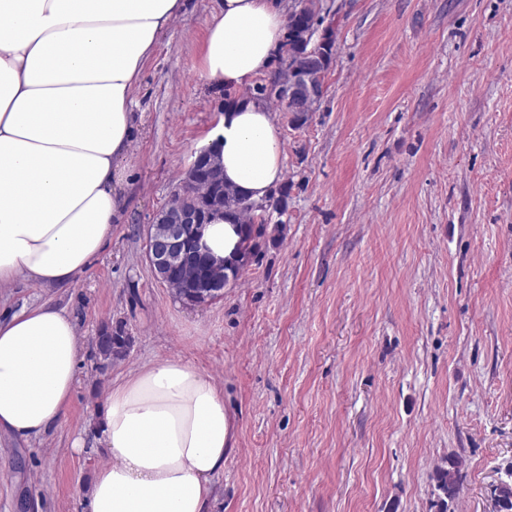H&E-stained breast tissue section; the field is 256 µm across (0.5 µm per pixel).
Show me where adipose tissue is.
I'll use <instances>...</instances> for the list:
<instances>
[{
  "mask_svg": "<svg viewBox=\"0 0 512 512\" xmlns=\"http://www.w3.org/2000/svg\"><path fill=\"white\" fill-rule=\"evenodd\" d=\"M183 0H0V288L19 278L70 283L112 237L135 138L134 86ZM287 35L280 0H221L204 77L240 90L266 75ZM205 147L247 199L282 180L280 132L255 101L226 105ZM240 220L214 215L202 241L241 255ZM82 340L49 304L0 321V436L27 441L66 412ZM97 431L108 462L86 512H208L233 439L222 389L180 359L112 385Z\"/></svg>",
  "mask_w": 512,
  "mask_h": 512,
  "instance_id": "1",
  "label": "adipose tissue"
}]
</instances>
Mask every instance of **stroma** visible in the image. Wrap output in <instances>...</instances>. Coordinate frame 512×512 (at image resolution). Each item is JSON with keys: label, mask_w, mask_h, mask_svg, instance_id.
<instances>
[{"label": "stroma", "mask_w": 512, "mask_h": 512, "mask_svg": "<svg viewBox=\"0 0 512 512\" xmlns=\"http://www.w3.org/2000/svg\"><path fill=\"white\" fill-rule=\"evenodd\" d=\"M320 2L337 35L325 93L303 127L273 114L283 233L223 297L175 300L144 256L224 109L202 75L218 0H186L134 87L105 249L70 284L0 290L1 314L50 302L83 341L62 425L0 438V512H85L107 387L171 358L210 375L232 419L209 512H436L449 456V512H489L512 462V0ZM111 322L134 343L105 368ZM462 461L458 457H448L444 464L437 466L433 472L434 493L437 500L434 503L436 512H448V501L458 497L461 490Z\"/></svg>", "instance_id": "1"}]
</instances>
